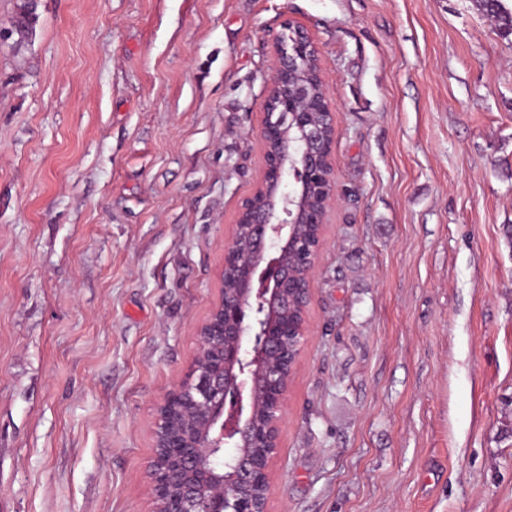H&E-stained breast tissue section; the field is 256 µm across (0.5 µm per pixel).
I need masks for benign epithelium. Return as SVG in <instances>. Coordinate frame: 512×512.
<instances>
[{"label": "benign epithelium", "instance_id": "obj_1", "mask_svg": "<svg viewBox=\"0 0 512 512\" xmlns=\"http://www.w3.org/2000/svg\"><path fill=\"white\" fill-rule=\"evenodd\" d=\"M301 67L321 73V52L286 18L261 95L263 164L224 245L233 288L221 289L187 372L155 407L153 512H268L288 388L308 341L310 282L338 201L332 95L324 83L318 92L291 82ZM261 406L267 420L257 426Z\"/></svg>", "mask_w": 512, "mask_h": 512}]
</instances>
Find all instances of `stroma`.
<instances>
[{
	"mask_svg": "<svg viewBox=\"0 0 512 512\" xmlns=\"http://www.w3.org/2000/svg\"><path fill=\"white\" fill-rule=\"evenodd\" d=\"M0 0V512H152L282 18L339 195L269 512H512V35L475 0ZM37 20L36 5L28 0H17L12 21V35L16 36V48H21L32 39Z\"/></svg>",
	"mask_w": 512,
	"mask_h": 512,
	"instance_id": "obj_1",
	"label": "stroma"
}]
</instances>
